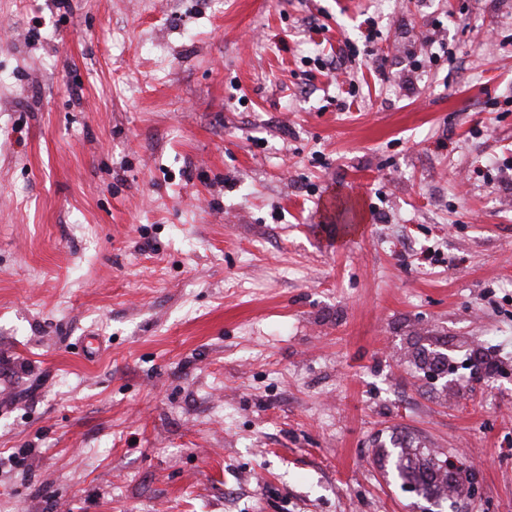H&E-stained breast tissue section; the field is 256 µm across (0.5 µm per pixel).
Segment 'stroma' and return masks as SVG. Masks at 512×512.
I'll use <instances>...</instances> for the list:
<instances>
[{
    "instance_id": "35a3bbf8",
    "label": "stroma",
    "mask_w": 512,
    "mask_h": 512,
    "mask_svg": "<svg viewBox=\"0 0 512 512\" xmlns=\"http://www.w3.org/2000/svg\"><path fill=\"white\" fill-rule=\"evenodd\" d=\"M397 444L512 512V0H0V512H430Z\"/></svg>"
}]
</instances>
